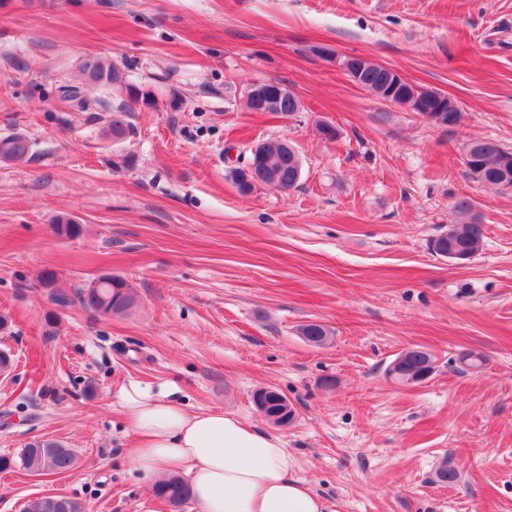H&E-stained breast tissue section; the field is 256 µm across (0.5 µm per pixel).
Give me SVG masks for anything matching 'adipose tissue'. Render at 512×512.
Returning <instances> with one entry per match:
<instances>
[{"label": "adipose tissue", "instance_id": "obj_1", "mask_svg": "<svg viewBox=\"0 0 512 512\" xmlns=\"http://www.w3.org/2000/svg\"><path fill=\"white\" fill-rule=\"evenodd\" d=\"M117 397L136 437L132 469L155 482L186 476L198 512H326L281 436L231 411H189L169 385L132 381Z\"/></svg>", "mask_w": 512, "mask_h": 512}]
</instances>
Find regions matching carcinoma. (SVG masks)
<instances>
[{
	"label": "carcinoma",
	"instance_id": "obj_1",
	"mask_svg": "<svg viewBox=\"0 0 512 512\" xmlns=\"http://www.w3.org/2000/svg\"><path fill=\"white\" fill-rule=\"evenodd\" d=\"M85 71L94 82L106 85L122 82L119 70L112 66H104L99 62H88ZM352 80L361 87L373 92L378 97L405 105L412 98L428 99V106H433L438 93L418 88L406 81L397 90H392L395 80L394 71L372 63L366 59L360 61V69L352 75ZM301 108L300 100L292 93H287L270 104L268 111L276 112L283 117L293 115ZM129 127L120 115H113L103 128L104 138L118 141L125 137ZM258 153L251 154L247 169L236 168L232 171L233 180L237 185H246L245 192L257 186L274 185L281 191L296 187L301 177V165L294 156L287 152L284 141L271 140L257 146ZM512 153L498 142L491 139L476 140L467 145L463 156L471 178L480 183L489 182L496 188H512V161L506 162ZM32 144L23 133H14L0 137V161L21 162L30 159ZM54 233L62 238L72 239L81 236L83 226L74 219L60 216L53 224ZM483 245V231L478 224H456L448 232L439 235L433 241V250L448 256V250L455 251L459 260L468 261L475 257ZM80 303L87 309L104 316L121 314L133 304L131 287L128 282L114 275L94 279L85 288L77 290ZM299 334L313 346H321L327 342L330 331L316 322L304 324ZM396 360L399 361L398 381L406 385H416L419 380L435 370V361L430 352L413 347L401 351ZM51 457L55 472L61 473L71 469L75 463L73 451L63 444L52 440L31 442L21 449L15 457L0 456V470H8L18 465L30 472L44 464L45 457ZM154 495L163 502L179 507L191 500L188 483L180 477L163 480L154 487Z\"/></svg>",
	"mask_w": 512,
	"mask_h": 512
}]
</instances>
